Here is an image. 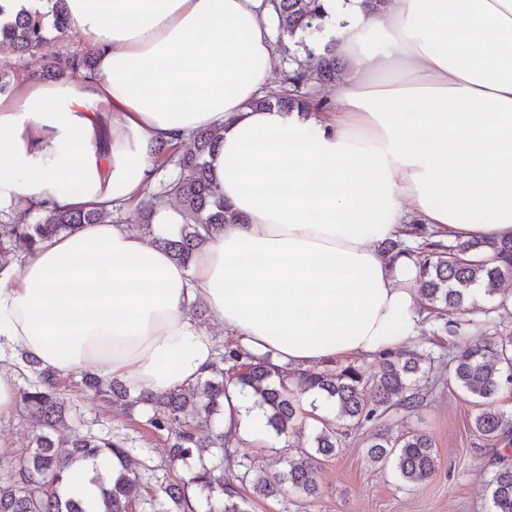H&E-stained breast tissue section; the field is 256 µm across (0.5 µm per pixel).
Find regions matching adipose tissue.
<instances>
[{
    "mask_svg": "<svg viewBox=\"0 0 512 512\" xmlns=\"http://www.w3.org/2000/svg\"><path fill=\"white\" fill-rule=\"evenodd\" d=\"M94 77L0 95V200L116 208L143 198L156 141L219 126L213 166L243 216L188 267L105 221L42 241L0 279V413L26 360L87 368L135 394L196 380L217 344L192 300L243 347L306 369L417 336L410 214L442 238L512 235V0H320L345 74L318 122L249 103L268 92L271 0H66ZM224 428L265 419L230 389Z\"/></svg>",
    "mask_w": 512,
    "mask_h": 512,
    "instance_id": "1",
    "label": "adipose tissue"
}]
</instances>
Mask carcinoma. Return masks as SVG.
Here are the masks:
<instances>
[{
	"instance_id": "carcinoma-1",
	"label": "carcinoma",
	"mask_w": 512,
	"mask_h": 512,
	"mask_svg": "<svg viewBox=\"0 0 512 512\" xmlns=\"http://www.w3.org/2000/svg\"><path fill=\"white\" fill-rule=\"evenodd\" d=\"M278 43L295 42L303 57L292 56L296 68L286 74L289 89L266 94L253 107L277 108L308 116L330 108V101L314 95L317 86H334L343 67L330 45L314 40L326 26L318 0H273ZM65 0H30L15 8L0 0V56L44 53L47 73L55 77L92 73V57H50L54 41L70 28ZM223 139L218 128L193 134V142L162 139L154 148L155 164L175 163L176 178L161 194L147 197L137 214L153 233L155 209L172 195L181 206L183 224L157 242L182 265L189 264L209 235L242 219L224 203V192L214 175L212 160ZM106 215L93 209H53L47 214L28 208L8 224H0V268L33 251L39 242L85 224L104 222ZM420 268L419 292L432 306L431 313L445 321L461 346L452 357L453 383L475 399L480 411L473 425L484 439L512 449V411L497 407L499 396L512 389V332L490 334L471 320L455 316L467 311L478 290L494 296L512 280V237L497 241L470 240L446 246L429 238L416 251ZM430 354L418 351L388 353L375 378L354 364L332 361L321 370L292 371L240 346L218 350L216 361L196 381L163 393L133 394L120 380L84 374L78 381L40 368L26 360L32 374L28 386L18 391L19 413L30 419L32 437L17 455V463L0 479V512H86L83 501L67 493L73 469L104 457L114 460L105 470H94L91 482L97 492L94 512H248L243 486L253 494L278 500L287 494L318 495V460L330 458L341 447L343 432L326 420L315 430L308 448L287 444L295 429L300 396L319 391L336 408L344 428H360L377 421L394 406L414 408L422 400L425 363ZM234 386L254 398L253 406L266 413L267 427L286 441L285 468L268 474L256 471L240 454L239 441L224 433V397ZM92 396L127 419L146 417L148 429L164 438L170 464L186 468L185 475L156 474L158 467L132 458L127 438L94 432L70 440L69 450L58 451L55 434L69 418L61 398L66 388ZM368 458L391 465L409 486L426 481L436 470L437 450L422 431L393 437L375 434ZM491 512H512V464L499 456L488 481Z\"/></svg>"
}]
</instances>
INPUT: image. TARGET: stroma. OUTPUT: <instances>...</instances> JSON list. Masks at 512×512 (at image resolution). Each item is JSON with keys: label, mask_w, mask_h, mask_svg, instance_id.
<instances>
[{"label": "stroma", "mask_w": 512, "mask_h": 512, "mask_svg": "<svg viewBox=\"0 0 512 512\" xmlns=\"http://www.w3.org/2000/svg\"><path fill=\"white\" fill-rule=\"evenodd\" d=\"M449 337L441 323L422 320L412 345L432 351L430 383L422 403L411 410L390 409L380 421L349 431L335 458L321 461L318 477L321 495L309 501L291 496L281 500L249 497V512H489L486 485L498 460L497 448L472 428L477 412L471 398L450 379ZM63 399L77 415L60 440L93 431L119 433L131 438L132 454L163 465L165 446L147 431H131L110 410L79 392H64ZM399 435L412 430L432 438L438 459L435 472L425 482L405 486L391 470L372 464L366 449L379 428ZM30 425L17 410L0 414V477L5 476L16 455L28 444Z\"/></svg>", "instance_id": "obj_1"}]
</instances>
